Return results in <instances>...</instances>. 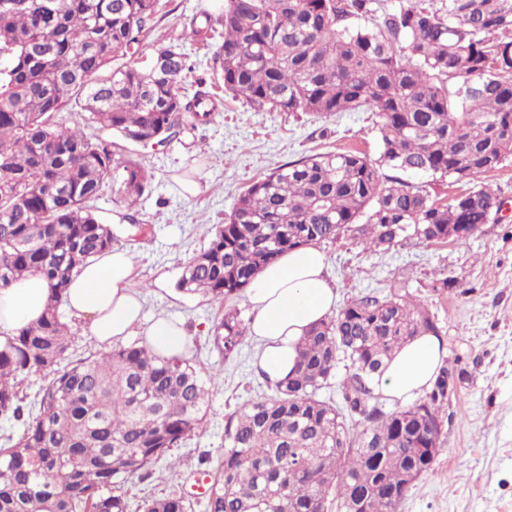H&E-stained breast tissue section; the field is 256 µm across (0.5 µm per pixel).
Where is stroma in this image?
<instances>
[{
  "instance_id": "stroma-1",
  "label": "stroma",
  "mask_w": 512,
  "mask_h": 512,
  "mask_svg": "<svg viewBox=\"0 0 512 512\" xmlns=\"http://www.w3.org/2000/svg\"><path fill=\"white\" fill-rule=\"evenodd\" d=\"M167 9L155 19L149 41L179 35L194 16L218 11L216 0H169ZM184 49L196 65L185 84L205 79L223 97L214 120L167 144L142 149L153 180L133 207L115 202L108 189L94 203L112 226L114 247L136 255L134 286L146 300L147 318L162 313L184 325L191 357L213 376L201 435L177 448L182 463L176 471L160 463L150 477L125 484L128 512H142L144 500L172 492L191 499L193 512H205L203 473L216 470L224 455L225 414L267 391L253 366V340H246L231 360L209 340L226 307L251 318L246 295L224 305L178 294L175 288L183 264L207 243L206 225L223 223L238 196L281 164L326 150H355L373 160L379 156L374 113L319 118L254 111L225 96L216 82L213 47L188 42ZM188 180L198 183L197 195L184 192ZM483 182L498 194L502 207L467 241L407 238L388 250L366 251L345 238L322 245L338 305L367 289L406 292L427 308L447 360L464 372L448 401L435 465L409 491L402 512H512V160L487 173ZM133 221L149 225L144 239L129 240ZM163 272L170 283L165 291L154 285ZM442 277L452 279V286L433 292V280Z\"/></svg>"
}]
</instances>
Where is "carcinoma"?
<instances>
[{
    "label": "carcinoma",
    "instance_id": "carcinoma-1",
    "mask_svg": "<svg viewBox=\"0 0 512 512\" xmlns=\"http://www.w3.org/2000/svg\"><path fill=\"white\" fill-rule=\"evenodd\" d=\"M13 2L0 7V288L39 273L51 305L0 344L1 419L23 420L28 374L48 378L36 417L0 448V512H128L122 483L161 461L178 468L173 449L201 431L209 389L193 359L161 357L145 341L69 360L59 306L78 268L112 249L92 203L109 186L132 206L151 185L112 131L163 128L173 139L213 121V93L183 86L194 69L183 42L208 43L213 19H192L134 62L161 0ZM376 2L224 0V92L256 112H373L380 154L315 153L254 182L227 222L206 229L181 292L231 301L311 242L465 241L500 211L480 179L512 158V0H396L379 14ZM64 111L82 122L66 125ZM384 166L470 188L441 204ZM427 332L437 333L428 311L398 291H363L311 327L295 373L226 415L206 512H401L409 484L435 464L457 368L440 367L424 397L392 411L372 380ZM246 335L229 309L211 340L230 359ZM334 384L336 396H321ZM188 509L176 494L143 503Z\"/></svg>",
    "mask_w": 512,
    "mask_h": 512
}]
</instances>
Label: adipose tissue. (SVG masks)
I'll return each mask as SVG.
<instances>
[{
    "label": "adipose tissue",
    "mask_w": 512,
    "mask_h": 512,
    "mask_svg": "<svg viewBox=\"0 0 512 512\" xmlns=\"http://www.w3.org/2000/svg\"><path fill=\"white\" fill-rule=\"evenodd\" d=\"M326 255L311 243L283 254L261 270L247 296L253 311L249 336L258 344L257 365L270 381L287 378L296 363V345L312 324L332 314L335 288L324 276ZM133 255L114 249L89 259L63 295L66 311L84 320L98 343L109 344L144 328L147 342L159 355L185 352L187 334L166 317L142 327L143 300L133 286ZM50 302V288L31 274L0 288V334L12 336L36 323ZM445 356L437 336L424 334L404 345L376 377L375 391L391 403L408 404L430 390Z\"/></svg>",
    "instance_id": "1"
}]
</instances>
